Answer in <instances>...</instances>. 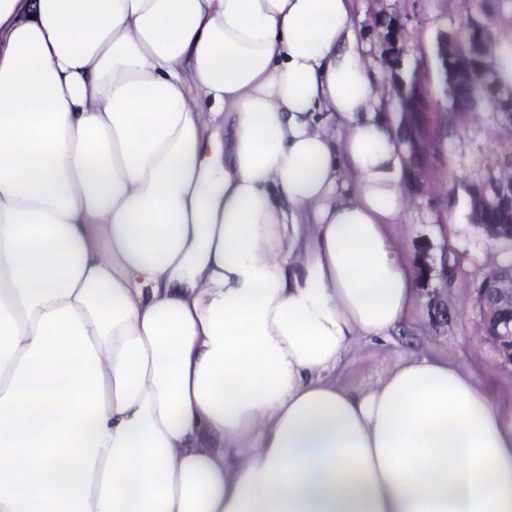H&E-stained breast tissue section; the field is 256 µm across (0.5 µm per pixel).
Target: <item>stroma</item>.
<instances>
[{"label": "stroma", "mask_w": 512, "mask_h": 512, "mask_svg": "<svg viewBox=\"0 0 512 512\" xmlns=\"http://www.w3.org/2000/svg\"><path fill=\"white\" fill-rule=\"evenodd\" d=\"M487 10L499 17L493 55L511 52L512 0H353L363 60L386 93L380 113L405 158L406 207L388 232L417 272L418 291L402 329L383 339L360 338L335 377L346 388L361 389L405 357H452L472 371L511 420L512 365L483 338L476 288L496 261L512 256V243L490 242L477 231L464 185L499 171L512 154V140L498 117V100L512 89L494 84L473 112H453L437 56L440 33L456 32ZM392 31L399 33L402 48L395 61L387 52ZM413 77L427 91V111L400 109V91ZM423 251L425 274L418 263Z\"/></svg>", "instance_id": "1"}]
</instances>
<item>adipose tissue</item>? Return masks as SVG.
<instances>
[{
    "label": "adipose tissue",
    "instance_id": "ef3b65f1",
    "mask_svg": "<svg viewBox=\"0 0 512 512\" xmlns=\"http://www.w3.org/2000/svg\"><path fill=\"white\" fill-rule=\"evenodd\" d=\"M383 93L351 0H0V512H512L468 370L328 378L416 298Z\"/></svg>",
    "mask_w": 512,
    "mask_h": 512
}]
</instances>
